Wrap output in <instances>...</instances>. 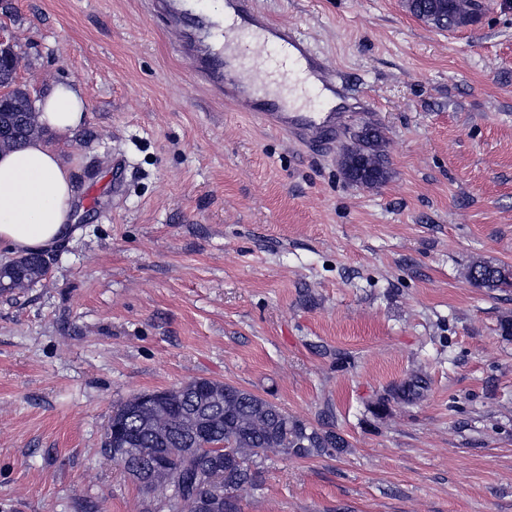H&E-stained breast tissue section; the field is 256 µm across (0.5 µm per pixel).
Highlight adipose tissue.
Here are the masks:
<instances>
[{"instance_id":"obj_1","label":"adipose tissue","mask_w":512,"mask_h":512,"mask_svg":"<svg viewBox=\"0 0 512 512\" xmlns=\"http://www.w3.org/2000/svg\"><path fill=\"white\" fill-rule=\"evenodd\" d=\"M39 123L56 139H73L88 112L78 87L54 83L39 103ZM72 169L53 141L35 139L0 152V244L15 252L55 248L68 231Z\"/></svg>"}]
</instances>
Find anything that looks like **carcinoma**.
I'll list each match as a JSON object with an SVG mask.
<instances>
[{
	"instance_id": "1",
	"label": "carcinoma",
	"mask_w": 512,
	"mask_h": 512,
	"mask_svg": "<svg viewBox=\"0 0 512 512\" xmlns=\"http://www.w3.org/2000/svg\"><path fill=\"white\" fill-rule=\"evenodd\" d=\"M425 14L421 20L439 28H455L475 22L471 0H421ZM33 106L26 89L14 91L0 106V127L13 138V146L44 133L40 126L29 127L25 113ZM356 144L341 158V168L352 182L378 185L387 178L381 150V131L358 133ZM0 293H11L21 285L36 284L46 274V261L39 253L3 263ZM469 281L478 288L512 286V269L485 262H475L468 270ZM426 380L417 377L400 388L397 397L411 401L421 394ZM138 399L133 394L113 407L109 416L112 432L105 433L104 453L110 454L112 442L124 448H158L171 456V469L176 482L166 486H142L150 496L151 512H191L198 497L224 494V512H240L236 492L243 486L257 484L259 468L268 454L311 458L331 456L349 447L339 433L307 424L283 410L276 403L240 387L217 380L195 378L171 392L170 403L176 411L168 418L140 422L131 411ZM203 421L208 438L197 441L190 423ZM227 444L230 452L222 457V465H211L210 457L218 454L219 444Z\"/></svg>"
}]
</instances>
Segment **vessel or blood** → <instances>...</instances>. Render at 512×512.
Segmentation results:
<instances>
[{
	"label": "vessel or blood",
	"instance_id": "b4317fda",
	"mask_svg": "<svg viewBox=\"0 0 512 512\" xmlns=\"http://www.w3.org/2000/svg\"><path fill=\"white\" fill-rule=\"evenodd\" d=\"M222 41L218 50L203 49L187 38L179 49L201 84L226 100L246 101L251 114L264 126L286 133L296 141L317 147L336 136V72L317 56L295 29L272 23L258 9L256 0H225L224 14L216 19ZM274 64L266 68L262 88L250 89L236 65L257 67L266 52ZM316 91L324 106L316 112L299 109L309 91Z\"/></svg>",
	"mask_w": 512,
	"mask_h": 512
}]
</instances>
